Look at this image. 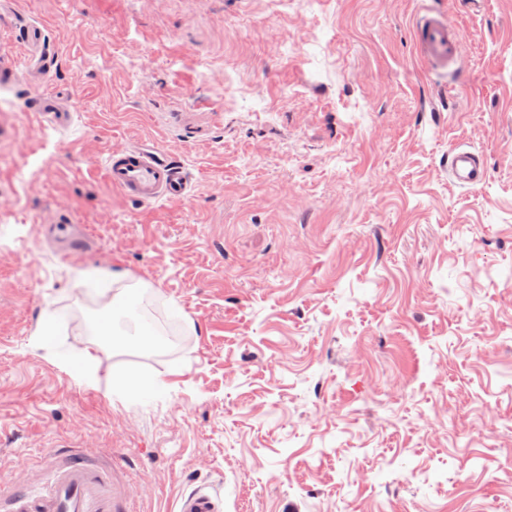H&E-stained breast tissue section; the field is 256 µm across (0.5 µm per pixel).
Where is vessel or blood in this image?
Returning a JSON list of instances; mask_svg holds the SVG:
<instances>
[{
  "instance_id": "1",
  "label": "vessel or blood",
  "mask_w": 512,
  "mask_h": 512,
  "mask_svg": "<svg viewBox=\"0 0 512 512\" xmlns=\"http://www.w3.org/2000/svg\"><path fill=\"white\" fill-rule=\"evenodd\" d=\"M415 36L422 59L434 71L452 69L466 49V38L449 15L427 7L416 18ZM105 170L113 187L145 205L180 201L190 192L184 168L147 145L110 154ZM448 171L459 186L481 184L488 175L480 155L460 146L448 151ZM51 457L52 475L43 491L5 500L0 504L5 512H127L113 490L111 463L91 461L78 448H56ZM177 512H222V501L197 491L178 499Z\"/></svg>"
}]
</instances>
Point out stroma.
I'll return each mask as SVG.
<instances>
[{
  "mask_svg": "<svg viewBox=\"0 0 512 512\" xmlns=\"http://www.w3.org/2000/svg\"><path fill=\"white\" fill-rule=\"evenodd\" d=\"M427 3L467 41L448 77L416 49ZM1 46L22 77L0 85V494L71 447L113 461L130 512L199 490L223 512H512V0H0ZM144 143L186 199L108 182ZM457 145L485 182L453 183ZM64 216L68 256L44 231ZM76 269L126 273L177 342L70 327L111 318ZM92 345L94 386L71 366ZM123 368L164 385L113 401Z\"/></svg>",
  "mask_w": 512,
  "mask_h": 512,
  "instance_id": "1",
  "label": "stroma"
}]
</instances>
